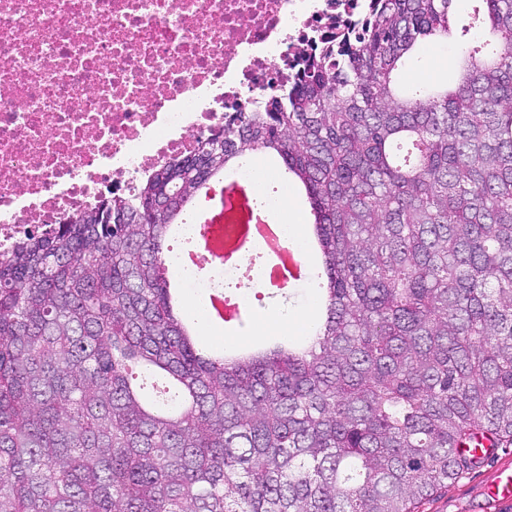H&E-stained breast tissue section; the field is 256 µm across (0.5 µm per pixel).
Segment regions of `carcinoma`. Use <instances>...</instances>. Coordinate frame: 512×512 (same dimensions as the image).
<instances>
[{
    "instance_id": "cac0c4a2",
    "label": "carcinoma",
    "mask_w": 512,
    "mask_h": 512,
    "mask_svg": "<svg viewBox=\"0 0 512 512\" xmlns=\"http://www.w3.org/2000/svg\"><path fill=\"white\" fill-rule=\"evenodd\" d=\"M455 2L367 0L288 89L0 256V512H415L456 449L512 446V0ZM459 35L454 86L401 89ZM257 152L305 187L325 313L204 359L169 225Z\"/></svg>"
}]
</instances>
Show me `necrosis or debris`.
<instances>
[{
    "label": "necrosis or debris",
    "instance_id": "obj_1",
    "mask_svg": "<svg viewBox=\"0 0 512 512\" xmlns=\"http://www.w3.org/2000/svg\"><path fill=\"white\" fill-rule=\"evenodd\" d=\"M363 0H0V253L274 95ZM250 160L237 178L302 248Z\"/></svg>",
    "mask_w": 512,
    "mask_h": 512
}]
</instances>
